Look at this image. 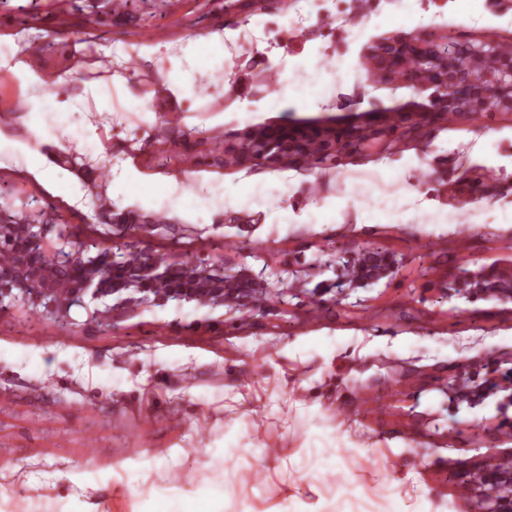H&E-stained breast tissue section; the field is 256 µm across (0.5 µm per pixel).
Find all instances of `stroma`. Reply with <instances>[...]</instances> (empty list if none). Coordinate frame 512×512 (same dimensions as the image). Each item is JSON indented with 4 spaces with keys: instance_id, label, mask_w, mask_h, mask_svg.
Returning a JSON list of instances; mask_svg holds the SVG:
<instances>
[{
    "instance_id": "obj_1",
    "label": "stroma",
    "mask_w": 512,
    "mask_h": 512,
    "mask_svg": "<svg viewBox=\"0 0 512 512\" xmlns=\"http://www.w3.org/2000/svg\"><path fill=\"white\" fill-rule=\"evenodd\" d=\"M346 19L325 22L313 0H0V51L17 52L59 93L72 127L95 134L79 149L41 117L31 131L29 96L0 67V208H38L74 238L116 248L125 227L151 220L149 249L160 256L223 259L231 271L262 276L257 302L223 311L168 303L118 319L111 329L38 320L24 308L0 315V512H138L143 500L194 491L224 478V512H295L298 502L336 512H470V493L450 475L486 457L512 460V420L500 393L476 407L450 401L459 372L512 367V302L444 294L457 268L512 265V112L461 114L420 123L428 94L368 73L372 45L407 33L458 40L495 36L512 44V8L482 5L461 16L456 0H346ZM414 10L406 31L371 25L379 14ZM224 34V64L212 84L177 97L151 50L211 31ZM335 65L328 96L270 109L283 72L311 52ZM104 87L99 111L89 87ZM153 110L146 117L137 102ZM417 125L393 149L380 142L312 166L225 165L224 150L259 126L383 128ZM491 141L500 162L481 152ZM45 158L46 170L26 162ZM132 173L172 185L153 209L127 200L116 182ZM244 179L287 181L282 206L310 209L360 187L402 192L405 224H361L347 207L337 224H274L262 210L182 211L176 198ZM66 183L74 194L58 192ZM453 214L420 223L421 203ZM377 246L403 258L392 280L334 288L329 252L347 260ZM326 290H318V283ZM335 459L312 471L307 450ZM224 451L223 459L212 449ZM86 469L90 482L72 484Z\"/></svg>"
}]
</instances>
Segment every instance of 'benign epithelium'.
Listing matches in <instances>:
<instances>
[{
    "label": "benign epithelium",
    "instance_id": "7a95c632",
    "mask_svg": "<svg viewBox=\"0 0 512 512\" xmlns=\"http://www.w3.org/2000/svg\"><path fill=\"white\" fill-rule=\"evenodd\" d=\"M499 42L493 37L461 42L432 39L393 38L371 49L377 74L430 91L429 104L422 111L436 119L449 114L512 112V57L498 59ZM365 127L321 129L324 153H343L366 138ZM305 126H277L247 132L232 152L243 161L269 165L277 163L280 151L307 154ZM148 224L131 227V242L119 250L100 248L78 241L65 224H44L33 213L14 219L0 210V244L6 243L12 258L0 266V315L17 304L27 307L38 319L69 327L74 307L86 312L87 325L112 328L120 315L140 308L164 305L169 301H202L213 309L224 307V276L231 271L224 261L198 258L169 260L145 247L150 235ZM363 255L380 273L394 276L400 267L396 256L377 248L363 249ZM483 279L494 288L495 297L512 300V268L508 275L494 266L479 272L458 270L449 276L446 288L469 289L475 297L482 288L470 287L473 278ZM158 279L168 282L165 293L152 288ZM70 285L60 295V283ZM502 391L497 373L486 384L473 386L469 376L460 373L447 385L452 399L470 407L482 403L485 387ZM472 492L474 512H512V494L498 495L492 488L512 487V468L497 458L467 467L454 475Z\"/></svg>",
    "mask_w": 512,
    "mask_h": 512
}]
</instances>
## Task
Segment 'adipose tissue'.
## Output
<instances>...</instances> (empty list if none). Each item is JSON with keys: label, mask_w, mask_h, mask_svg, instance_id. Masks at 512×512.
Here are the masks:
<instances>
[{"label": "adipose tissue", "mask_w": 512, "mask_h": 512, "mask_svg": "<svg viewBox=\"0 0 512 512\" xmlns=\"http://www.w3.org/2000/svg\"><path fill=\"white\" fill-rule=\"evenodd\" d=\"M224 63V35L210 32L188 39L179 56L171 58L170 67L165 73L169 89L179 97L187 96L194 88L197 77L205 75ZM0 66L6 67L26 86L35 88L36 93L28 99L29 111L38 115L53 112L57 124L70 141L80 145H90L85 132L70 127L67 115L63 112L55 94L43 91L40 75L32 71L22 58L0 55ZM329 75L317 69L316 55L303 58L296 70L282 75V89L278 99L283 103L314 102L326 91ZM187 208L201 205L212 209L236 206L242 209L266 208L276 224L296 222L299 224H336L348 205L347 198L331 197L302 215H294L292 210L274 206L268 188L259 182H229L221 190L211 192L205 199L188 196ZM358 221L362 224H400L404 213L397 193L383 192L372 199H358ZM142 512H224V481L216 479L208 487L168 497H159L144 503Z\"/></svg>", "instance_id": "1"}]
</instances>
